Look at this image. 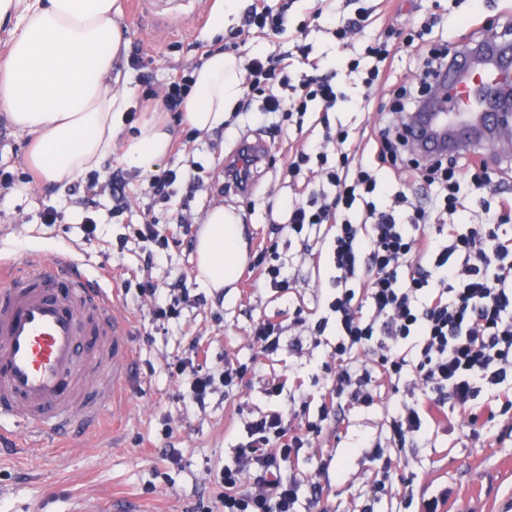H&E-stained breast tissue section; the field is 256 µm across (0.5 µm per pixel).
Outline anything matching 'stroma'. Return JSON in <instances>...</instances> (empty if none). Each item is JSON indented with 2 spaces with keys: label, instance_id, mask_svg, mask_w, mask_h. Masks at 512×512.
<instances>
[{
  "label": "stroma",
  "instance_id": "obj_1",
  "mask_svg": "<svg viewBox=\"0 0 512 512\" xmlns=\"http://www.w3.org/2000/svg\"><path fill=\"white\" fill-rule=\"evenodd\" d=\"M119 3L117 20L127 40L119 69L139 114L154 109L153 102L143 99L145 87L162 91L173 75L196 68L210 50L228 48L230 55L243 62L255 55L291 52L299 39L311 56L324 62L336 56L326 21L309 18L308 0H267L272 11L286 13V30L276 37L242 32L248 0H238L234 13L224 20L223 32L216 34L208 23L190 21L196 9L210 11L214 0H179L160 27L134 15L131 0ZM358 3L377 7L379 18L354 36L348 49L352 55L385 28L410 27L416 3L444 18L432 40L452 46L458 38L473 39L484 30L494 31L499 38L512 35V0H403L398 7L387 0ZM301 25L306 32L300 37L295 30ZM145 75L150 78L146 85L141 82ZM351 95L352 102L341 103L330 113L329 126L355 132L369 123L392 121L383 89L372 92L371 105L365 110L356 104L360 90H352ZM164 118L173 130V141L159 167L177 173L168 198L155 196L151 174L130 167L123 157L124 136L138 129L134 122L125 124L121 137L115 138L111 156L83 179L63 188L30 183L0 187V255L29 252L46 258L63 249L80 261L87 277L111 271L118 308L131 321L132 355L125 398L107 410L94 433L65 448L0 452V512H71L73 502L81 498L132 500L142 512H217L219 489L211 474L234 464L235 446L247 439V422L288 403L290 394L297 391L305 395V419L319 418L321 389L312 375L329 361L335 329L327 328L320 345L301 354L285 347L264 356L250 337L257 322L271 315L287 319L294 308L302 309L308 322H316L329 294L327 232L311 233L304 241L277 230L268 213L269 207L290 194L285 175L291 128L278 132L251 115L191 142L187 139L190 127L181 115L168 112ZM251 132L265 139L268 159L252 173L251 195L224 192V159L241 136ZM29 146L28 137L0 112V170L16 176L27 171ZM116 183L127 197V207L119 215L112 212ZM90 187L96 192L97 231L88 240L81 221ZM220 203L246 217L243 237L248 262L232 286L211 291L196 279V236L184 234L182 226L199 225L205 211ZM49 206L61 214L60 223H43L42 212ZM149 220L169 238L168 248L151 264L145 257L154 245L138 234ZM260 257L269 264L292 261L288 292L277 293L259 284L256 260ZM181 274L188 277L191 304L182 308L178 319L166 324L154 321L148 301L138 295L139 283L151 282L165 294ZM192 351L203 371H217L231 362L248 365L250 373L233 392L216 390L205 407L187 405L181 398L183 388L169 376L167 364ZM273 377L284 380L285 393L270 399L263 388ZM400 400V395L391 393L384 404L344 411L335 433H323L316 447L300 451L298 460L285 470L300 488V512H307L309 483L318 479L330 484L323 495V512H360L379 465L350 453L352 438L361 433L379 439L382 420L395 412ZM452 425V433L433 436L431 447L406 449L398 474L412 478L417 497L449 490L444 512H512V436L504 435L503 421L484 428L477 440L460 418H453ZM167 448L178 449L177 462L162 460Z\"/></svg>",
  "mask_w": 512,
  "mask_h": 512
}]
</instances>
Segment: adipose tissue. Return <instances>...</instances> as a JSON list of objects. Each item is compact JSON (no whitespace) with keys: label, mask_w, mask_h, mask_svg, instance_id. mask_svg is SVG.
I'll return each mask as SVG.
<instances>
[{"label":"adipose tissue","mask_w":512,"mask_h":512,"mask_svg":"<svg viewBox=\"0 0 512 512\" xmlns=\"http://www.w3.org/2000/svg\"><path fill=\"white\" fill-rule=\"evenodd\" d=\"M117 0H0V29L10 35L0 52V110L33 146L27 162L42 184L67 185L98 168L131 107L118 87L113 64L126 49L117 22ZM183 106L192 128L209 132L224 124L228 104L240 93L235 57L215 51L194 71ZM166 123L143 120L124 155L148 173L167 155ZM197 280L221 290L240 276L247 258L242 217L210 207L195 241Z\"/></svg>","instance_id":"1"}]
</instances>
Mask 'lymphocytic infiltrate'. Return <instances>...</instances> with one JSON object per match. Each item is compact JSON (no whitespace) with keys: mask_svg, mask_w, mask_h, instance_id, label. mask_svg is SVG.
<instances>
[{"mask_svg":"<svg viewBox=\"0 0 512 512\" xmlns=\"http://www.w3.org/2000/svg\"><path fill=\"white\" fill-rule=\"evenodd\" d=\"M369 19L360 8L333 25L338 53L331 67L298 46L299 81L283 75L278 57L250 59L239 112L290 119L313 106L326 113L357 83L370 91L388 88L397 111H404L416 96L392 84L395 58L407 51L424 78L436 77L448 52L423 40L437 19L421 18L402 44L380 36L359 56L347 55L350 39ZM371 138L370 162L341 127L326 135L334 153L303 137L289 148L288 175L305 185L288 207V229L299 236L329 225L334 272L324 316L311 324L294 312L292 325L309 334L291 345H319L328 323H335L334 366L322 378L326 403L318 421L297 425L272 410L248 424L234 467L214 476L224 512H297V486L284 479V468L341 410L376 405L383 390L403 389L408 398L386 420L389 437L374 444L377 458L429 444L430 428L448 429L453 415H467L474 426L512 411V195L491 190L485 161L444 154L424 168L391 126L373 128ZM385 167L399 181H423L428 206L401 190L384 193ZM169 372L184 385V399L200 407L216 386L229 391L245 377L243 367L231 363L217 373L197 370L190 356L170 363Z\"/></svg>","mask_w":512,"mask_h":512,"instance_id":"f902f5d3","label":"lymphocytic infiltrate"}]
</instances>
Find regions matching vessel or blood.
<instances>
[{
  "instance_id": "obj_1",
  "label": "vessel or blood",
  "mask_w": 512,
  "mask_h": 512,
  "mask_svg": "<svg viewBox=\"0 0 512 512\" xmlns=\"http://www.w3.org/2000/svg\"><path fill=\"white\" fill-rule=\"evenodd\" d=\"M455 134L482 156L471 130L497 125L492 94L512 84V47L489 61L462 48L440 75ZM129 320L71 254L0 259V440L22 428L23 448L86 435L117 403L130 364Z\"/></svg>"
}]
</instances>
